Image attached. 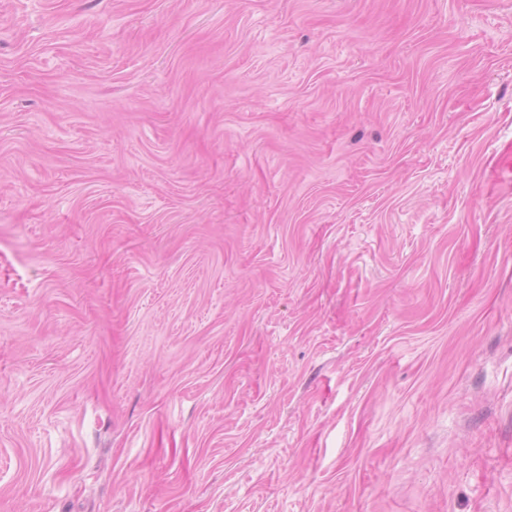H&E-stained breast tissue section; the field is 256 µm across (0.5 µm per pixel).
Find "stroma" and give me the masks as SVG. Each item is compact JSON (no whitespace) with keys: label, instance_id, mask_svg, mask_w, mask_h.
<instances>
[{"label":"stroma","instance_id":"obj_1","mask_svg":"<svg viewBox=\"0 0 512 512\" xmlns=\"http://www.w3.org/2000/svg\"><path fill=\"white\" fill-rule=\"evenodd\" d=\"M512 0H0V512H512Z\"/></svg>","mask_w":512,"mask_h":512}]
</instances>
